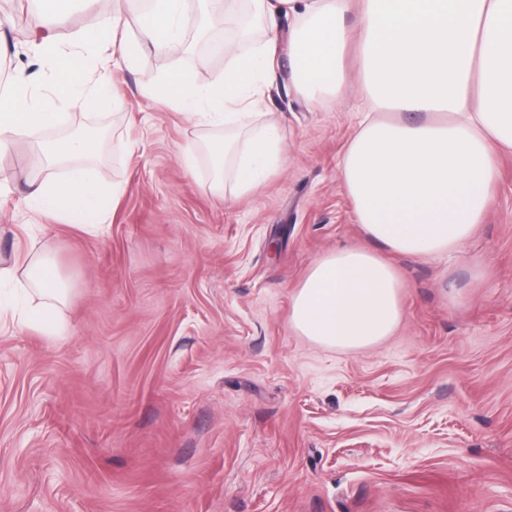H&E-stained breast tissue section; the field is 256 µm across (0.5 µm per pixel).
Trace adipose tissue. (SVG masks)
I'll return each instance as SVG.
<instances>
[{"instance_id": "ef3b65f1", "label": "adipose tissue", "mask_w": 512, "mask_h": 512, "mask_svg": "<svg viewBox=\"0 0 512 512\" xmlns=\"http://www.w3.org/2000/svg\"><path fill=\"white\" fill-rule=\"evenodd\" d=\"M127 2L94 0L70 50L49 38L33 43L35 59L52 63L54 99L46 105L37 97L40 69L14 71L0 89V154L36 130L64 124L65 106L88 112L120 106L105 81L87 79L96 57L131 65L143 46L164 53L181 48L183 0H148L133 34L122 26ZM350 2L251 0L257 16L295 17L288 35L292 76L310 100L340 91L345 81ZM359 27L355 80L371 109L358 119L340 175L369 244L316 260L294 292L290 313L297 335L343 351L379 344L403 317L400 277L375 245L419 259L458 255L490 207L499 154L512 151V0H360ZM224 50L232 59L221 78L178 71L144 87L142 97L213 126L234 121L237 108L269 92L276 51L265 45L238 54L229 44ZM382 110L403 118L378 119ZM95 148L93 138L76 136L36 155L46 174L30 183L28 207L98 232L121 190L86 163ZM213 150L230 160L238 194L257 189L285 159L272 123ZM59 166L64 176L56 175ZM23 262L34 300L0 306V333L22 325L64 335L59 311L68 290L56 265L47 256Z\"/></svg>"}]
</instances>
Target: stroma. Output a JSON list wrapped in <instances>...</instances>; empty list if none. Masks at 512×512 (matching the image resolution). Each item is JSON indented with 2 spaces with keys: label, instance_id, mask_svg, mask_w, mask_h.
Instances as JSON below:
<instances>
[{
  "label": "stroma",
  "instance_id": "obj_1",
  "mask_svg": "<svg viewBox=\"0 0 512 512\" xmlns=\"http://www.w3.org/2000/svg\"><path fill=\"white\" fill-rule=\"evenodd\" d=\"M184 8L192 50L112 65L122 108L71 111L102 129L93 161L124 189L101 233L26 204L34 147L59 129L0 155V258L46 253L70 289L67 335H0V512H512V152L459 256L389 255L394 334L318 346L290 327L294 290L368 244L340 178L358 39L342 96L308 102L280 66L244 126L275 120L286 160L225 197L208 146L227 128L141 96L172 72L224 74L227 55L194 46L198 0ZM0 19V54L26 62L39 19L24 0Z\"/></svg>",
  "mask_w": 512,
  "mask_h": 512
}]
</instances>
